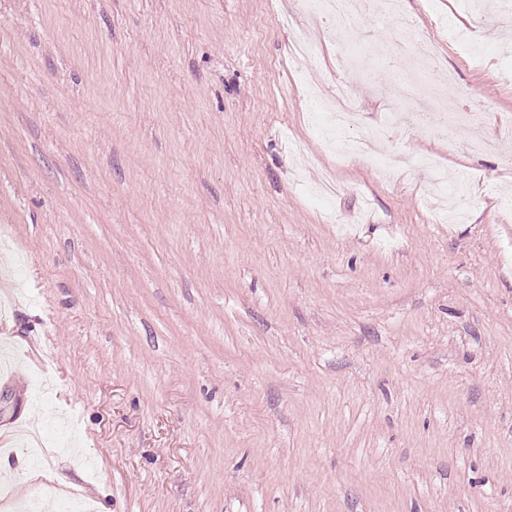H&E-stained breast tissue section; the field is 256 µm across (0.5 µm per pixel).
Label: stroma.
I'll use <instances>...</instances> for the list:
<instances>
[{
	"instance_id": "obj_1",
	"label": "stroma",
	"mask_w": 512,
	"mask_h": 512,
	"mask_svg": "<svg viewBox=\"0 0 512 512\" xmlns=\"http://www.w3.org/2000/svg\"><path fill=\"white\" fill-rule=\"evenodd\" d=\"M282 2L0 0V512H512V14L401 0L393 84L392 18ZM422 34L416 28L409 25H399L395 35L389 38L386 52L392 57H403L413 47L419 48Z\"/></svg>"
}]
</instances>
